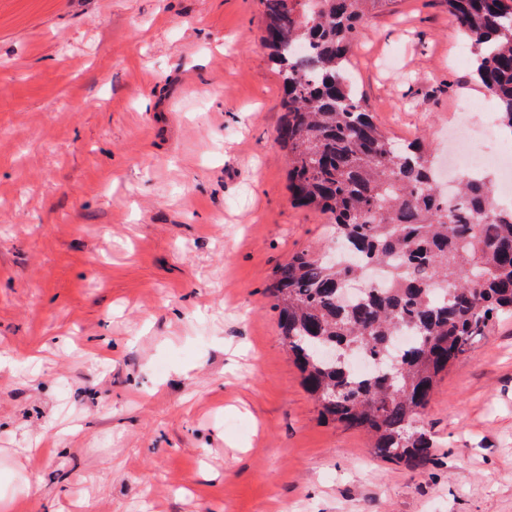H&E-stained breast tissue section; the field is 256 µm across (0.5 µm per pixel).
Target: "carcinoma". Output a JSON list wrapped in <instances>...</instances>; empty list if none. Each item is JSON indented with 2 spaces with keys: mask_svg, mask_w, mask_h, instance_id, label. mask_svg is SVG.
Returning a JSON list of instances; mask_svg holds the SVG:
<instances>
[{
  "mask_svg": "<svg viewBox=\"0 0 512 512\" xmlns=\"http://www.w3.org/2000/svg\"><path fill=\"white\" fill-rule=\"evenodd\" d=\"M263 40L282 80L289 188L332 218L346 255L296 253L271 295L283 340L321 416L371 435L377 457L419 467L434 455L420 426L441 373L462 362L496 321L512 317V213L499 214L484 176L464 174L450 199L420 144L384 132L350 76L358 26L388 0H262ZM474 49L475 72L512 133V0H447ZM385 283L354 302L343 288L369 265ZM411 339L383 373L351 375L319 346L376 359L400 329Z\"/></svg>",
  "mask_w": 512,
  "mask_h": 512,
  "instance_id": "1",
  "label": "carcinoma"
}]
</instances>
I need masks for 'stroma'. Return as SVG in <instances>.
<instances>
[{"mask_svg":"<svg viewBox=\"0 0 512 512\" xmlns=\"http://www.w3.org/2000/svg\"><path fill=\"white\" fill-rule=\"evenodd\" d=\"M262 0H0V512H512V317L442 374L418 468L321 417L276 266L332 251L276 139ZM446 0H390L352 75L442 152Z\"/></svg>","mask_w":512,"mask_h":512,"instance_id":"35a3bbf8","label":"stroma"}]
</instances>
